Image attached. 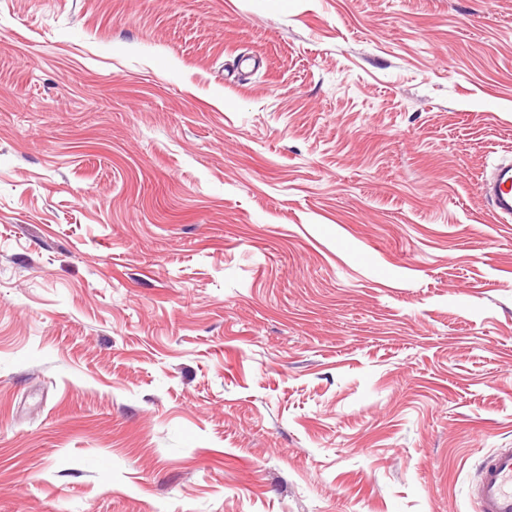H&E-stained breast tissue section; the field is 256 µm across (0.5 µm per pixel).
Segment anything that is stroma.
Returning a JSON list of instances; mask_svg holds the SVG:
<instances>
[{
    "label": "stroma",
    "mask_w": 512,
    "mask_h": 512,
    "mask_svg": "<svg viewBox=\"0 0 512 512\" xmlns=\"http://www.w3.org/2000/svg\"><path fill=\"white\" fill-rule=\"evenodd\" d=\"M504 156L512 0H0V512H476ZM483 194L502 224L512 222V160L502 158L493 164Z\"/></svg>",
    "instance_id": "stroma-1"
}]
</instances>
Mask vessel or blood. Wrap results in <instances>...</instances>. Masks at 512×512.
<instances>
[{
    "instance_id": "obj_1",
    "label": "vessel or blood",
    "mask_w": 512,
    "mask_h": 512,
    "mask_svg": "<svg viewBox=\"0 0 512 512\" xmlns=\"http://www.w3.org/2000/svg\"><path fill=\"white\" fill-rule=\"evenodd\" d=\"M483 194L500 223L512 222V160L494 163ZM478 512H512V448L494 449L480 464L475 484Z\"/></svg>"
}]
</instances>
